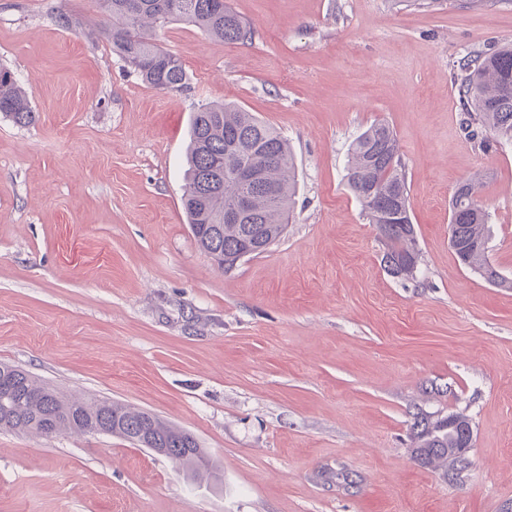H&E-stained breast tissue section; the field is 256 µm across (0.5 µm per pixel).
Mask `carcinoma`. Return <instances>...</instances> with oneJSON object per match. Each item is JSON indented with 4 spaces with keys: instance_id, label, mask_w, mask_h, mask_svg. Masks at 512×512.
I'll use <instances>...</instances> for the list:
<instances>
[{
    "instance_id": "obj_1",
    "label": "carcinoma",
    "mask_w": 512,
    "mask_h": 512,
    "mask_svg": "<svg viewBox=\"0 0 512 512\" xmlns=\"http://www.w3.org/2000/svg\"><path fill=\"white\" fill-rule=\"evenodd\" d=\"M105 17L102 33L112 51L133 68L146 86L178 91L187 74L182 61L161 48L148 32L168 23L195 27L207 36L236 43L251 36L250 28L226 0H99ZM458 85L460 98L471 108L469 120L512 142V46L468 57ZM0 113L17 124L35 115L26 92L14 74L0 67ZM183 206L194 240L218 269L229 271L244 252L259 255L276 243L286 229L297 188V173L288 141L255 115L231 103H207L193 113ZM255 173L241 175V166ZM346 183L369 223L376 225L385 245L382 261L405 262L419 254L409 208V187L393 128L378 121L351 144ZM480 182L467 181L451 200L449 231L461 236L459 261L481 277L512 288L489 264L480 248L488 240L487 217L478 200ZM248 202V215L239 223L224 220L227 211ZM0 430L50 438L83 435L98 428L103 435L131 440L142 421L151 422L154 441L161 448L178 449V463L187 475L219 472L195 437L155 414L134 410L110 399L70 397L28 371L0 363ZM411 452L421 465L443 476L458 475L455 449L462 432L448 420H433L422 411L411 425Z\"/></svg>"
}]
</instances>
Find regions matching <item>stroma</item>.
<instances>
[{"mask_svg":"<svg viewBox=\"0 0 512 512\" xmlns=\"http://www.w3.org/2000/svg\"><path fill=\"white\" fill-rule=\"evenodd\" d=\"M254 31L154 37L186 88L144 86L98 0H0V66L36 120L0 116V363L188 430L218 482L109 435L0 431V512H501L512 501V290L449 245L477 177L487 258L512 279V142L472 134L455 82L512 44V0H227ZM63 8L79 20L67 29ZM273 126L298 185L279 241L219 270L182 208L192 113ZM394 129L416 280L345 179L352 141ZM473 424L461 481L411 458L417 411Z\"/></svg>","mask_w":512,"mask_h":512,"instance_id":"35a3bbf8","label":"stroma"}]
</instances>
